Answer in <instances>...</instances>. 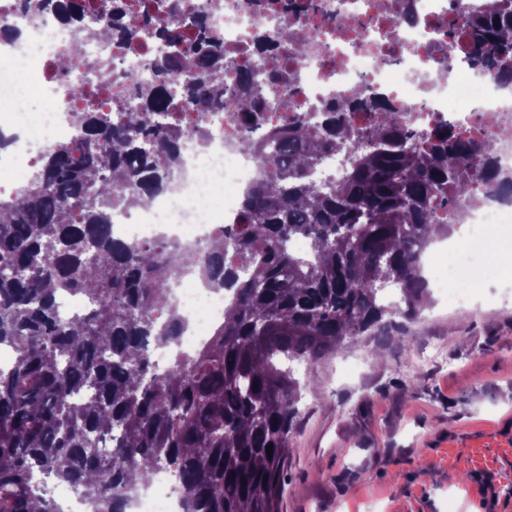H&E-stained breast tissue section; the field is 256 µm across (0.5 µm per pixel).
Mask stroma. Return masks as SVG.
Instances as JSON below:
<instances>
[{"label": "stroma", "mask_w": 512, "mask_h": 512, "mask_svg": "<svg viewBox=\"0 0 512 512\" xmlns=\"http://www.w3.org/2000/svg\"><path fill=\"white\" fill-rule=\"evenodd\" d=\"M471 312L439 290L419 318L394 315L313 373L289 448L281 512H512V294L475 269ZM444 357L411 365L416 351Z\"/></svg>", "instance_id": "1"}]
</instances>
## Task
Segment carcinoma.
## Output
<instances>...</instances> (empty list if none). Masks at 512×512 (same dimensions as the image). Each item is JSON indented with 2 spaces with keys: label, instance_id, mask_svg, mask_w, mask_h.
I'll use <instances>...</instances> for the list:
<instances>
[{
  "label": "carcinoma",
  "instance_id": "cac0c4a2",
  "mask_svg": "<svg viewBox=\"0 0 512 512\" xmlns=\"http://www.w3.org/2000/svg\"><path fill=\"white\" fill-rule=\"evenodd\" d=\"M34 15L51 6L79 18L77 0H24ZM104 37L122 27L102 0ZM476 57L491 66L512 54V0L469 22ZM158 79L136 88L135 110L77 113L81 156L60 145L7 204L0 203V345L14 358L0 367V512H61L47 480L67 485L91 512H123L149 469L176 477L183 512H281L301 383L281 359L314 363L383 325L394 308L382 287L398 286L417 318L429 297L421 257L451 231L432 214L467 194L492 166L493 147L436 134L416 142L392 112L360 131L349 108L371 110L355 92L322 135L288 124L281 153L261 161L262 176L243 202L242 223L215 238L212 256L229 266L189 264L177 242L124 244L110 232L113 210L169 189L181 172L179 132L155 115L179 98L195 106L224 95L222 54L206 42L157 63ZM240 107L261 123L252 93ZM347 149L353 166L322 188L313 167ZM310 241L306 256L290 252ZM196 270L233 291V317L194 352L178 349L183 325L173 288ZM89 311L64 320L62 293ZM172 348L159 369L149 346ZM111 444L103 453L101 444ZM272 446V455L266 447Z\"/></svg>",
  "mask_w": 512,
  "mask_h": 512
}]
</instances>
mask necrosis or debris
Returning a JSON list of instances; mask_svg holds the SVG:
<instances>
[{
	"instance_id": "necrosis-or-debris-1",
	"label": "necrosis or debris",
	"mask_w": 512,
	"mask_h": 512,
	"mask_svg": "<svg viewBox=\"0 0 512 512\" xmlns=\"http://www.w3.org/2000/svg\"><path fill=\"white\" fill-rule=\"evenodd\" d=\"M119 22L134 27L130 43L86 37L95 27L100 0H82L80 18L62 23L53 11L31 16L22 0H0V59L14 63L21 91L0 113V202L11 200L43 153L76 145L75 113L91 108H134L133 87L155 82V64L172 47L159 37L171 25L181 46L208 36L224 55V84L249 82L260 97L283 91L293 73L285 108L269 106L260 125L236 112V99L207 102L204 109L173 105L170 122L188 178L162 192L154 208L113 211L112 232L138 244L184 242L202 259L218 229L240 223L241 196L258 175L260 154H275L276 130L298 116L323 128L331 110L356 91L378 100L416 135L440 129L456 139L493 143L494 167L471 184L470 199L441 210L446 224L466 219L464 242L487 261L489 238L512 228V56L494 70L471 66L473 44L449 38L450 25L466 26L487 15L495 0H114ZM33 117L20 125L19 116ZM250 150H242L243 138ZM447 248L428 254L435 287L449 308L469 309L476 289L464 286L463 268L449 263ZM176 300L186 328L181 344L197 350L224 321V297L194 276L181 279Z\"/></svg>"
}]
</instances>
